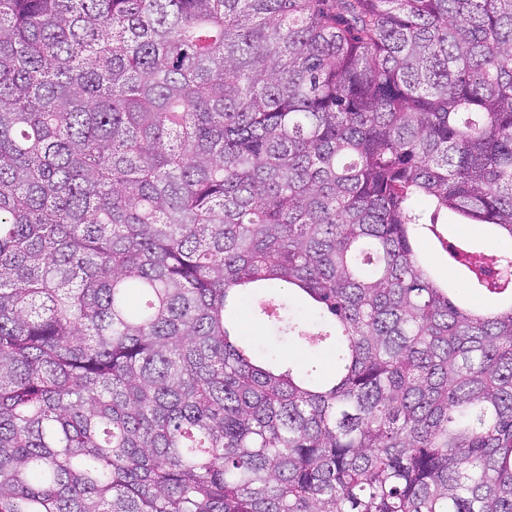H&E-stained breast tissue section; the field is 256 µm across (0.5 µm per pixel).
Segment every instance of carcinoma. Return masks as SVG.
<instances>
[{
  "label": "carcinoma",
  "instance_id": "carcinoma-1",
  "mask_svg": "<svg viewBox=\"0 0 512 512\" xmlns=\"http://www.w3.org/2000/svg\"><path fill=\"white\" fill-rule=\"evenodd\" d=\"M512 0H0V512H512ZM316 379L237 337L246 289ZM479 226L476 231L473 226ZM443 232L442 243L436 239L421 240V257L426 266L440 274L442 280L457 279V272H448V245L455 244L459 240H466L476 247L490 248V238L486 227L482 224H438ZM492 250V249H491Z\"/></svg>",
  "mask_w": 512,
  "mask_h": 512
}]
</instances>
